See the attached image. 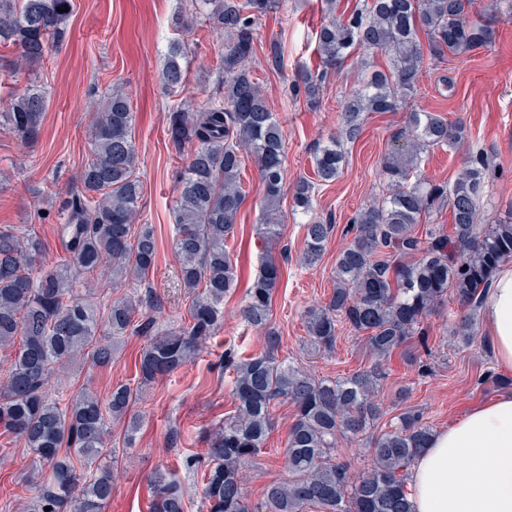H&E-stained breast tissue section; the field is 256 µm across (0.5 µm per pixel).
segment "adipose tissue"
<instances>
[{"label":"adipose tissue","instance_id":"ef3b65f1","mask_svg":"<svg viewBox=\"0 0 512 512\" xmlns=\"http://www.w3.org/2000/svg\"><path fill=\"white\" fill-rule=\"evenodd\" d=\"M485 318L496 363L512 371V265L496 274ZM412 512H512V394L466 413L410 467Z\"/></svg>","mask_w":512,"mask_h":512}]
</instances>
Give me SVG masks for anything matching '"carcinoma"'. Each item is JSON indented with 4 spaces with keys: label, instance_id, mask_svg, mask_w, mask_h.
I'll return each instance as SVG.
<instances>
[{
    "label": "carcinoma",
    "instance_id": "carcinoma-1",
    "mask_svg": "<svg viewBox=\"0 0 512 512\" xmlns=\"http://www.w3.org/2000/svg\"><path fill=\"white\" fill-rule=\"evenodd\" d=\"M339 0H324L328 19L317 34V72L299 70L293 98L315 109L323 85L355 50L380 52L386 65L365 62L367 74L348 98L340 117L341 138L359 139L365 115L393 112L417 92L424 57L485 48L495 42L496 2L479 9L477 0H360L338 11ZM281 0H189L190 14L224 33V92L193 108L169 112L168 136L192 150L175 171L172 247L184 287L192 295L190 324L163 332L139 315V296L125 294L106 305V319L94 304L75 292L77 276L93 275L111 264L113 289L125 281L141 283L153 271L157 239L150 224L136 225L142 184L131 136L134 112L129 97L113 90L97 102L91 135L92 158L81 172L82 191L61 208L66 256L43 260L37 236L0 229V346L15 350L0 384V426L23 440L36 457L28 476L34 497L29 512H103L112 499L115 450L107 448L110 421L128 418L127 441L135 440L140 417L132 412L143 387L199 357L206 341L224 323V297L236 287L237 269L226 247L233 235L245 192L240 182L245 159L254 160L264 187V224L260 235L272 240L279 231L283 195L285 138L248 61L254 54L255 19L273 13ZM73 0H0V47L15 57L0 58V74L14 77L41 63L51 47L65 41ZM163 84L185 83L182 47L172 41L162 70ZM48 108L47 92L29 84L13 95L0 120L26 142L35 143ZM467 137L466 127L433 112L408 113L392 135L394 147L383 162L387 193L360 209L352 221L351 242L336 256L328 302L305 315L311 343L330 352L343 329L358 336L370 361L347 378L316 380L278 356L280 338L269 327L272 295L281 276L278 263H262L239 311L241 320L265 330L263 352L239 357L224 353L231 379L232 414L211 429L204 457L190 455L189 468H203L201 502L206 512H411L409 468L434 436L423 412L405 409L389 428L370 438L371 464L351 477L352 464L336 453L339 441L363 439L382 418L376 401L386 362L411 339L430 355L424 319L447 298L456 300L463 317L451 333L464 344L475 327L487 290L499 265L512 258V215L492 224L478 223L480 203L491 173L487 156L470 153L452 181L423 177L422 155L454 146ZM343 143L333 137L315 157L316 180L292 187L293 206L307 213L320 183L339 176ZM448 207L450 232L429 223L431 214ZM303 262L317 263L333 225L313 220L305 225ZM138 325L149 337L139 357L138 383L112 389L103 404L92 392L50 397L45 386L54 373L86 355L104 367L113 347ZM283 400L296 408L288 430L286 455L292 477L273 482L260 502L251 504L243 469L261 452L272 432V406ZM86 462L79 470L74 460ZM175 478L159 470L153 477L151 512H186Z\"/></svg>",
    "mask_w": 512,
    "mask_h": 512
}]
</instances>
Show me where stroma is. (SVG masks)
<instances>
[{
    "instance_id": "1",
    "label": "stroma",
    "mask_w": 512,
    "mask_h": 512,
    "mask_svg": "<svg viewBox=\"0 0 512 512\" xmlns=\"http://www.w3.org/2000/svg\"><path fill=\"white\" fill-rule=\"evenodd\" d=\"M74 3L65 42L27 74L49 96L40 140L25 143L0 123V227L9 225L15 233L37 235L49 260L63 255L59 214L63 202L79 191L81 172L91 159L90 140L97 118L91 103L112 89L122 90L135 112L132 139L143 183L137 221L153 225L158 241L156 266L149 275L150 295L142 310L153 317L158 329L177 328L189 319L191 298L172 249V207L177 196L173 174L188 151L175 148L169 139L167 112L170 107H194L218 95L223 86L218 63L224 37L198 20L187 31H176L173 20L184 13L187 0ZM323 7L324 0H282L279 12L259 17L254 26L256 50L250 67L284 132V184L288 187L312 177L315 153L338 133L340 112L357 84L363 57L362 51H354L332 73L317 109H308L289 96L288 85L295 72L318 66L316 32L326 19ZM496 30V40L487 48L425 62L418 92L407 99L404 108L370 114L360 138L344 143L342 171L336 181L320 186L311 214L294 212L291 196H284L280 235L269 242L258 235L264 188L253 164H246L247 197L229 241L239 280L224 299V324L199 358L143 389L135 406L141 426L134 445L126 443L125 422L112 423L109 445L117 450V485L105 512H148L149 477L158 468L169 470L181 482L187 512H203L201 474L186 469L184 460L203 452L206 431L233 409L230 388L219 368L225 349L249 356L265 347L263 331L247 327L238 316L262 256L275 258L282 270L271 309V324L281 337L280 358L293 361L318 379L345 378L364 367L365 347L352 333L340 332L333 352L312 349L305 314L329 299L336 255L351 240V218L385 193L381 165L391 148V135L404 125L408 110L441 114L466 126L468 138L463 144L426 155L421 167L426 178L454 181L471 149L481 148L491 159L493 171L480 221L490 224L512 213V15L500 14ZM177 38L185 44L183 64L188 76L184 87L169 92L163 87L161 72L168 47ZM274 43L284 54L283 68L276 72L266 64L267 51ZM312 217L332 221L334 230L322 260L309 266L302 253L305 226ZM459 319L452 299L427 318L433 365L429 377L417 375L408 362V352H396L388 361V377L379 393L388 416L398 414L396 397L404 387L410 391L404 406L422 410L437 432L500 396V389L481 390L474 385L479 373L496 368L494 354L484 350L489 337L486 323H478L473 343L462 345L450 334ZM146 343L144 336L127 334L110 365L93 368L86 360H76L48 389L54 393L62 388L73 394L86 388L108 400L113 387L136 384L139 356ZM272 415L274 428L264 448L245 468L246 493L253 503L260 501L267 484L291 477L284 448L295 408L280 403ZM34 466L27 448L0 430V512H26L33 493L23 479Z\"/></svg>"
}]
</instances>
